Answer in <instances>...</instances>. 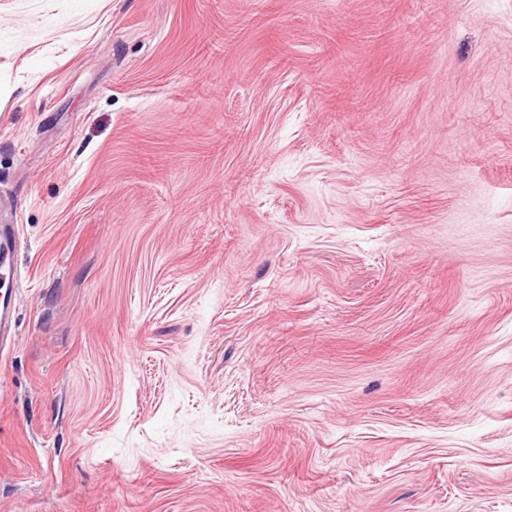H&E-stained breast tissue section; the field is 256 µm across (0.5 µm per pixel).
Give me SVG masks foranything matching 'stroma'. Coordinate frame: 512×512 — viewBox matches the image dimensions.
Here are the masks:
<instances>
[{
    "label": "stroma",
    "mask_w": 512,
    "mask_h": 512,
    "mask_svg": "<svg viewBox=\"0 0 512 512\" xmlns=\"http://www.w3.org/2000/svg\"><path fill=\"white\" fill-rule=\"evenodd\" d=\"M0 512H512V0H0ZM15 241L5 238L0 241V346L14 342L16 339L15 303L12 291L5 285L4 276L14 270L13 253ZM5 287V288H4Z\"/></svg>",
    "instance_id": "stroma-1"
}]
</instances>
